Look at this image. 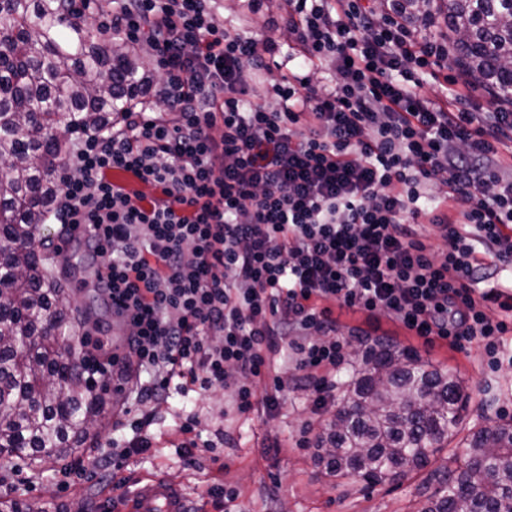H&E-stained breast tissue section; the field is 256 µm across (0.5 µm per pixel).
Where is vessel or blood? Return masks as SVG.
Here are the masks:
<instances>
[{
  "mask_svg": "<svg viewBox=\"0 0 512 512\" xmlns=\"http://www.w3.org/2000/svg\"><path fill=\"white\" fill-rule=\"evenodd\" d=\"M100 508L102 512H192V502L183 486L155 475L124 485Z\"/></svg>",
  "mask_w": 512,
  "mask_h": 512,
  "instance_id": "vessel-or-blood-1",
  "label": "vessel or blood"
}]
</instances>
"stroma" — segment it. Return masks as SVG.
Masks as SVG:
<instances>
[{
	"instance_id": "obj_1",
	"label": "stroma",
	"mask_w": 512,
	"mask_h": 512,
	"mask_svg": "<svg viewBox=\"0 0 512 512\" xmlns=\"http://www.w3.org/2000/svg\"><path fill=\"white\" fill-rule=\"evenodd\" d=\"M287 8L286 0H216L214 4L217 15L246 32L279 20ZM44 233L57 250L56 273L79 310L83 341L97 345V357H109L115 338L112 309L97 289L96 268L87 259L82 238L67 224L47 225ZM330 308L347 340L362 337L370 344L395 343L414 351L423 362L457 372L471 394L465 427L480 426L488 417L512 419V367L491 369L484 349L447 340L425 342L383 313L369 324L364 313L335 302ZM277 383L283 386L277 409L268 410L259 402L251 412L230 415L225 421L220 415L232 401L228 390L186 395L173 391L167 398L133 406V416L151 418L152 446L116 469L102 466L101 454L112 440H131L133 432L115 430L109 413L82 455L81 477L64 480L68 469L64 461L40 469L22 457L0 456V504L16 503L24 512H46L52 504L68 506L70 512H98L102 498L119 490L124 481L161 474L187 486L203 512H214L207 489L216 479L237 492L232 512H421L429 493L425 474L397 486L369 487L352 478L338 483L321 475L315 466V437L334 408H315L289 362L279 361L276 378L266 379L262 387L269 390ZM189 414L196 417L202 441L213 446L209 452L196 451L190 462L182 455L180 429Z\"/></svg>"
}]
</instances>
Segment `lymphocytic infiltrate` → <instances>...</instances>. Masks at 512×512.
I'll return each mask as SVG.
<instances>
[{"mask_svg": "<svg viewBox=\"0 0 512 512\" xmlns=\"http://www.w3.org/2000/svg\"><path fill=\"white\" fill-rule=\"evenodd\" d=\"M110 2L100 25L142 47L159 79L112 131L81 134L50 221L91 229L98 286L147 376L135 402L229 389L247 413L283 352L327 405L320 372L345 347L330 300L512 364V292L497 277L512 261V178L497 167L512 108L421 94L420 74L448 67L447 41L373 0H288L281 28L305 68L260 92L245 74L269 71L274 39L227 27L212 0ZM437 183L463 202L458 220L429 197ZM424 221L446 251L428 250Z\"/></svg>", "mask_w": 512, "mask_h": 512, "instance_id": "1", "label": "lymphocytic infiltrate"}]
</instances>
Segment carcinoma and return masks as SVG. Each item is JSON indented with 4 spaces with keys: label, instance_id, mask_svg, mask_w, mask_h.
<instances>
[{
    "label": "carcinoma",
    "instance_id": "cac0c4a2",
    "mask_svg": "<svg viewBox=\"0 0 512 512\" xmlns=\"http://www.w3.org/2000/svg\"><path fill=\"white\" fill-rule=\"evenodd\" d=\"M434 0H391L411 22ZM75 0H0V454L62 460L82 447L110 401L61 345L73 310L42 237L60 190L57 170L86 128L112 127L153 83L144 50L97 28ZM462 72L512 106V0H440ZM368 368L336 398L317 466L340 481L399 485L439 460L470 396L454 372L390 342L353 346ZM456 467L422 512H498L512 501V420L462 439Z\"/></svg>",
    "mask_w": 512,
    "mask_h": 512
}]
</instances>
